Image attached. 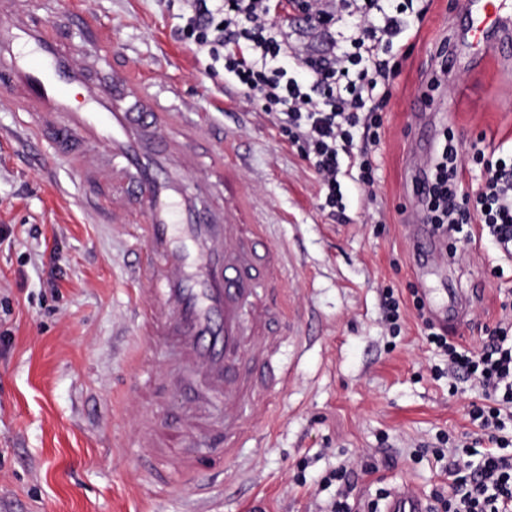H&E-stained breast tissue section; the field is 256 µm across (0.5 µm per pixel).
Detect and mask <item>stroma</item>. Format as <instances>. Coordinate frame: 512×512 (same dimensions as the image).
I'll list each match as a JSON object with an SVG mask.
<instances>
[{
  "mask_svg": "<svg viewBox=\"0 0 512 512\" xmlns=\"http://www.w3.org/2000/svg\"><path fill=\"white\" fill-rule=\"evenodd\" d=\"M30 2L52 24L73 10L97 21L111 40L110 64L142 74L187 118L208 116L195 150L235 169L237 208L288 255L282 289L294 335L279 363L292 382L244 411L254 438L228 484L210 485L203 500L191 478L174 492L156 487L132 437L144 423L164 429L174 400L153 401L134 383L139 338L126 276L134 227L87 205L70 164L27 138L22 114L0 111V227L12 231L0 243V327L12 335L0 346V512H319L318 482L342 461L377 465L357 473L358 498L404 483L426 498L449 488L423 448L442 432L454 445L468 440L476 430L468 406L482 390L432 375L440 357L414 309L402 333L389 335L380 293L467 296L457 336L476 352L501 319L512 257L459 233L458 260L422 264L417 245L428 226L413 178L444 128L466 150L479 139L489 150L512 143V55L472 63L459 27L464 0H432L384 115L377 199L350 192L341 221L319 209L312 167L262 104L206 71L180 31L183 0ZM444 41L456 60L449 74L435 59ZM54 254L61 273L52 289Z\"/></svg>",
  "mask_w": 512,
  "mask_h": 512,
  "instance_id": "1",
  "label": "stroma"
}]
</instances>
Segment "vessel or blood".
Returning <instances> with one entry per match:
<instances>
[{"label": "vessel or blood", "instance_id": "vessel-or-blood-1", "mask_svg": "<svg viewBox=\"0 0 512 512\" xmlns=\"http://www.w3.org/2000/svg\"><path fill=\"white\" fill-rule=\"evenodd\" d=\"M26 0H0V109L31 118L32 138H47L68 160L96 208L141 216L137 262L130 281L148 280L136 292L133 318L144 342L168 351L181 373L182 411L172 421L181 432L198 398L224 410V431L211 441L224 463H233L250 435L243 409L288 388L291 377L272 365L288 335L278 282L288 265L264 233L245 232L216 210L215 182L185 185L199 162L191 136H178L179 115L150 82L129 72L105 74L108 39L91 26L83 61L64 40L27 15ZM467 41L475 60L503 52L512 30V0H465ZM108 181H101V172ZM154 427L138 437L139 456L163 455ZM386 512H428L409 487L395 489Z\"/></svg>", "mask_w": 512, "mask_h": 512}]
</instances>
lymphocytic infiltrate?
<instances>
[{
  "mask_svg": "<svg viewBox=\"0 0 512 512\" xmlns=\"http://www.w3.org/2000/svg\"><path fill=\"white\" fill-rule=\"evenodd\" d=\"M185 25L198 33L197 48L222 65L225 85L247 101L265 103L289 143L311 162L328 216L346 211L344 177L375 198L383 114L403 55L426 12L414 0H305L308 22L278 14V0H186ZM471 163L486 179L476 195L463 191L460 142L443 131L433 157L414 181L423 221L440 240L461 225L479 221L505 255H512V148L471 147ZM413 307L429 344L447 362L451 376L479 383L483 403L469 417L490 449L471 461L470 449L447 457L439 435L435 463L454 484L453 497L433 495L435 512H512V455L498 454L512 421V318L490 330L479 354L457 344L437 326L421 296Z\"/></svg>",
  "mask_w": 512,
  "mask_h": 512,
  "instance_id": "lymphocytic-infiltrate-1",
  "label": "lymphocytic infiltrate"
}]
</instances>
